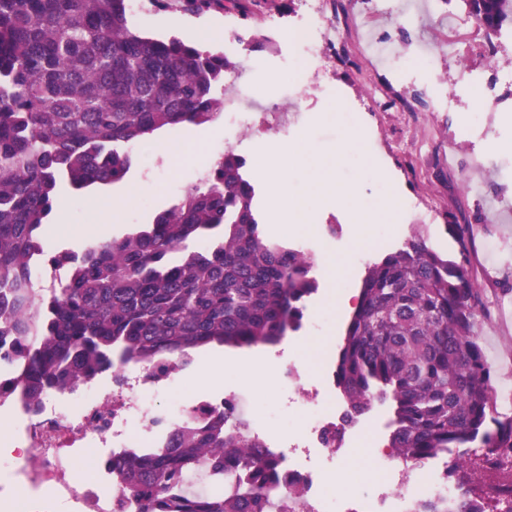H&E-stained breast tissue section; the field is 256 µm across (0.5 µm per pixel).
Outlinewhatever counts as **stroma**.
Returning a JSON list of instances; mask_svg holds the SVG:
<instances>
[{"label":"stroma","instance_id":"1","mask_svg":"<svg viewBox=\"0 0 512 512\" xmlns=\"http://www.w3.org/2000/svg\"><path fill=\"white\" fill-rule=\"evenodd\" d=\"M139 2V9L132 13L136 26L150 35H176L190 43L196 42L199 31H220L229 25L260 31L269 18L285 29L292 26L300 11V0H215L209 9L197 13L185 0H163L159 5L154 0ZM403 2L394 0L395 10L384 26L397 40L435 48L430 72L419 74L416 82L405 86L387 72L371 81L357 67L330 66L327 78L337 89V96L306 100L301 118L289 130L257 125L244 131L237 151L248 160L260 210L266 216L272 208L267 189L269 149L293 145L304 138L314 146L311 157L292 167L291 191L296 196L310 197L311 223L335 225V234L316 242L311 256L316 261L324 256L333 258L340 262L343 272L336 279L331 271L314 266L312 274L319 288L307 299L305 313L318 329L306 334V341L323 344L344 334L350 313L340 307V295L358 290L367 266L399 247L411 231L410 225L400 220L377 225L374 233L382 237V244L359 256L358 263H351L362 231L355 212L344 205L323 204L315 196L318 175L329 170L340 183L356 187L361 208H376L387 187L432 209L433 221L421 225L420 230L428 247L435 251L455 253L457 245L448 225H471L474 249L469 273L486 306L485 312L477 316L476 334L491 359L499 352L512 351V328L503 330L498 326L500 311L512 310V221L502 215L504 201H512V190L503 191L502 185L512 173L500 165L474 166L473 159L480 152L500 159L512 156V112L495 113L488 139L467 142L460 138L459 131L473 110L481 107V100L469 98L459 111L440 112L423 89L435 80L453 87L465 66L482 71L490 67L512 69V43H499L496 55L490 59L473 55L472 45L486 39L478 25L459 27V14L448 13L438 4L430 14L413 19ZM375 85L387 90L386 96L377 101L378 111L361 113L350 125L340 122L338 112L367 97ZM351 126L359 132L358 140L352 143L345 137ZM132 152L136 165L125 183L131 186L143 182L149 190L113 223L112 234L116 237L134 225L151 222L156 212L197 183V165L146 151L138 144ZM201 366V361H194L168 391L153 397V404L177 409L209 394V387L197 377ZM224 385L250 391L256 403L253 421L271 440H287L290 429L302 426L307 417L305 409L289 410L288 391L282 383L265 386L249 364L226 371Z\"/></svg>","mask_w":512,"mask_h":512}]
</instances>
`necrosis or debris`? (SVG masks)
<instances>
[{"instance_id": "obj_1", "label": "necrosis or debris", "mask_w": 512, "mask_h": 512, "mask_svg": "<svg viewBox=\"0 0 512 512\" xmlns=\"http://www.w3.org/2000/svg\"><path fill=\"white\" fill-rule=\"evenodd\" d=\"M392 13L391 0H373L372 7L358 15H338L330 0H302L296 27L290 28L286 44L299 64L288 73V101L293 111H301L304 97L313 95L321 86L323 66L320 49L340 43L343 32L355 27L357 18H385ZM356 47L368 68L382 67L399 82H407L402 68V54L395 41L380 29L361 32ZM249 85L235 87L224 99V147L235 149L243 130L255 123L287 128V113L277 108L254 111L240 107L238 98L249 96ZM179 365L164 362L162 369L150 370L136 363L123 364L119 380L109 391H101L97 381H79L71 393L81 400L80 415L74 416L60 407V395L46 397L39 411L26 410L11 397L0 398V407L10 412L19 423L16 437L18 472L33 487H51L54 495L84 512H119L115 497L100 493L97 482L76 479L73 475L79 460L74 451L89 440H111L114 454L157 446L160 437L182 420V413L157 412L149 399L165 389L175 378ZM280 380L289 393L296 395L299 405L309 406L312 417L304 430L292 435L291 444L276 449L282 472L296 485L301 512H413L417 499L441 500L446 512H453L458 488L448 479L447 460L418 465L401 459L388 447L379 448L384 462L379 481L369 492L341 495L331 491L322 471L302 465L301 456L317 452L326 461L352 455L366 435L379 434V427L350 424L346 410L334 400L327 378L307 379L296 360L280 367ZM193 409L198 419L206 420L223 414L224 423L235 433H254L246 419L240 391L225 392L223 399L200 401ZM344 428L340 445L325 442L323 432L330 427Z\"/></svg>"}]
</instances>
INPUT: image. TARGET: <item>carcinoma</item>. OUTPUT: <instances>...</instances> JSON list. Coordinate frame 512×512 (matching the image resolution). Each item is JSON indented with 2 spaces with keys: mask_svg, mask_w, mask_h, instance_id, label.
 Listing matches in <instances>:
<instances>
[{
  "mask_svg": "<svg viewBox=\"0 0 512 512\" xmlns=\"http://www.w3.org/2000/svg\"><path fill=\"white\" fill-rule=\"evenodd\" d=\"M482 17L487 38L512 29V0H439ZM129 0H0V327L18 352L14 387L29 408L79 378L127 362L155 366L202 349L276 346L318 290L309 258L268 239L245 157L226 151L205 181L119 238L81 255L49 296L28 259L62 188L125 179L129 147L159 130L212 121L236 70L222 52L140 32ZM449 258L417 230L367 267L336 352V387L356 419L390 402L388 447L422 461L459 452L448 477L459 512H486L461 476L472 445L493 468L512 458V416L497 413L493 372L475 332L484 307L467 264L470 226L450 224ZM138 512H272L270 492L296 490L263 445L186 418L158 450L109 463ZM204 470L219 487L185 486Z\"/></svg>",
  "mask_w": 512,
  "mask_h": 512,
  "instance_id": "carcinoma-1",
  "label": "carcinoma"
}]
</instances>
